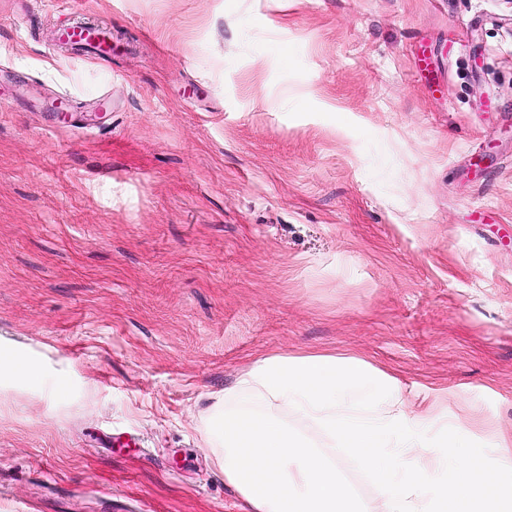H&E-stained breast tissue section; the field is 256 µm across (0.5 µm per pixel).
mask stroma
<instances>
[{
  "label": "stroma",
  "mask_w": 512,
  "mask_h": 512,
  "mask_svg": "<svg viewBox=\"0 0 512 512\" xmlns=\"http://www.w3.org/2000/svg\"><path fill=\"white\" fill-rule=\"evenodd\" d=\"M73 18L111 62L48 45ZM0 68V336L67 373L0 402V512H243L203 432L269 355L365 357L498 454L512 0H0Z\"/></svg>",
  "instance_id": "stroma-1"
}]
</instances>
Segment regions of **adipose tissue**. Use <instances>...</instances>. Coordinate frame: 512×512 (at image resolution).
I'll use <instances>...</instances> for the list:
<instances>
[{
  "instance_id": "adipose-tissue-1",
  "label": "adipose tissue",
  "mask_w": 512,
  "mask_h": 512,
  "mask_svg": "<svg viewBox=\"0 0 512 512\" xmlns=\"http://www.w3.org/2000/svg\"><path fill=\"white\" fill-rule=\"evenodd\" d=\"M48 357L0 343V398L48 379ZM397 379L359 356L311 352L256 360L215 407L207 443L248 512H361L336 467L357 460L381 494L374 512H512V475L475 459L438 426L434 408L414 410ZM292 409L326 431L319 445L280 418Z\"/></svg>"
}]
</instances>
